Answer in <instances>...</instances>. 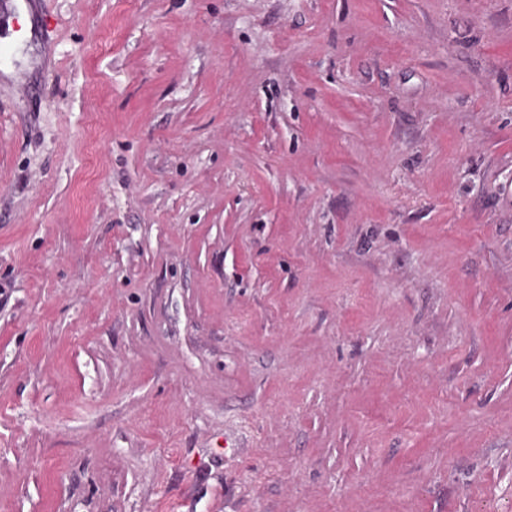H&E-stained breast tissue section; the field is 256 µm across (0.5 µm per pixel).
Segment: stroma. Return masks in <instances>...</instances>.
I'll list each match as a JSON object with an SVG mask.
<instances>
[{"mask_svg": "<svg viewBox=\"0 0 512 512\" xmlns=\"http://www.w3.org/2000/svg\"><path fill=\"white\" fill-rule=\"evenodd\" d=\"M30 9L0 512H512V0Z\"/></svg>", "mask_w": 512, "mask_h": 512, "instance_id": "stroma-1", "label": "stroma"}]
</instances>
